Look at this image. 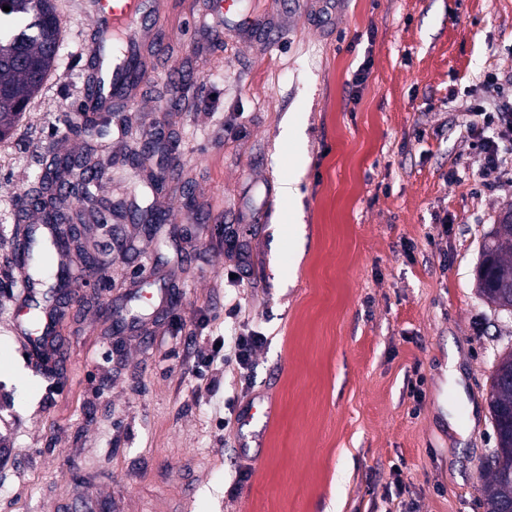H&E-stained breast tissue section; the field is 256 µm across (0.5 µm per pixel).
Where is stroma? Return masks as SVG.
I'll list each match as a JSON object with an SVG mask.
<instances>
[{
	"label": "stroma",
	"mask_w": 512,
	"mask_h": 512,
	"mask_svg": "<svg viewBox=\"0 0 512 512\" xmlns=\"http://www.w3.org/2000/svg\"><path fill=\"white\" fill-rule=\"evenodd\" d=\"M92 2L56 0L60 60L0 141V512L85 485L112 512H484L512 319L473 270L512 183L482 188L466 122L485 73L512 79V0H166L95 140L66 122ZM52 153L102 170L122 212H85L104 277L34 356L16 230L40 215L18 206ZM243 328L265 337L248 380L218 361L207 390L195 355ZM232 394L249 412L218 429Z\"/></svg>",
	"instance_id": "1"
}]
</instances>
